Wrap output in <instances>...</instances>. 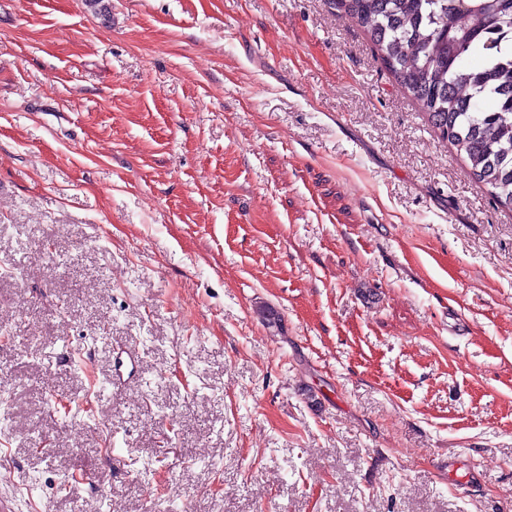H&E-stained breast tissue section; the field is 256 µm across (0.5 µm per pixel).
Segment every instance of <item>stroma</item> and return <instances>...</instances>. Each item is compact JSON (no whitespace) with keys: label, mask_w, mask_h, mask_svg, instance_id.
Wrapping results in <instances>:
<instances>
[{"label":"stroma","mask_w":512,"mask_h":512,"mask_svg":"<svg viewBox=\"0 0 512 512\" xmlns=\"http://www.w3.org/2000/svg\"><path fill=\"white\" fill-rule=\"evenodd\" d=\"M109 6L0 0V512H512V211L329 0Z\"/></svg>","instance_id":"1"}]
</instances>
